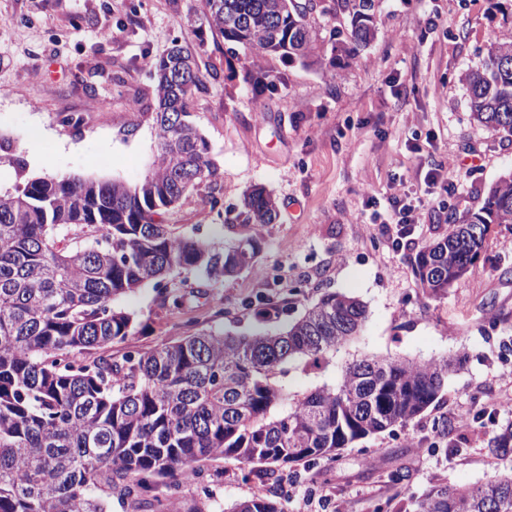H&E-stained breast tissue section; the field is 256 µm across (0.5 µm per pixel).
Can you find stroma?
<instances>
[{"mask_svg": "<svg viewBox=\"0 0 512 512\" xmlns=\"http://www.w3.org/2000/svg\"><path fill=\"white\" fill-rule=\"evenodd\" d=\"M512 32V0H377L376 35L339 65L307 67L281 56L262 66L274 91L254 93L242 51L214 38L201 0H0V189L16 182L14 159L30 174L119 179L137 184L156 153L152 64L172 44L197 58L202 90L191 119L218 170L163 223L185 234L259 241L253 269L209 283L178 308L146 284L117 299L137 328L114 355L148 350L195 331L250 333L259 301L278 304L280 322L297 318L326 292L367 307L363 330L337 363L367 354L462 360L439 399L406 428L362 439L336 460L299 465L294 477L328 494L322 512H375L442 482L456 488L512 471L487 441L511 415H492L512 394V227L493 226L475 272L436 298L413 273L419 248L447 234L452 213L480 206L512 172V140L478 125L459 80L480 66L488 42ZM43 138L44 155L27 149ZM460 165L454 183H425L429 169ZM420 207L421 222L400 244L378 224L394 182ZM265 187L279 218L228 224L245 192ZM473 419L458 427L455 414ZM211 512L257 495L230 462H209ZM404 471L395 484L390 476Z\"/></svg>", "mask_w": 512, "mask_h": 512, "instance_id": "stroma-1", "label": "stroma"}]
</instances>
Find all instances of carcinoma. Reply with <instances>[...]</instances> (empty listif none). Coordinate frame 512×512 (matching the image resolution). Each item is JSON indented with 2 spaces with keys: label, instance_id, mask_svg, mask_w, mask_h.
Here are the masks:
<instances>
[{
  "label": "carcinoma",
  "instance_id": "obj_1",
  "mask_svg": "<svg viewBox=\"0 0 512 512\" xmlns=\"http://www.w3.org/2000/svg\"><path fill=\"white\" fill-rule=\"evenodd\" d=\"M347 20L333 35L356 53L375 37L374 0H340ZM211 31L244 50L257 93L275 81L262 61L279 54L310 66L325 55L317 18L303 0H203ZM190 52L174 45L154 64L155 160L139 184L26 175L0 190V512H207L202 500L172 505L156 489L177 491L213 459L236 463L268 493L230 512H288V468L330 461L370 435L406 428L433 405L460 361L367 355L339 378L307 393L290 390V372L336 368V353L361 329L366 306L327 292L276 333L202 330L149 350L112 347L133 335L134 314L116 298L172 273L189 294L165 295L175 307L201 282L254 266L256 241L228 246L176 231L156 217L203 182L217 180L210 146L190 120L204 85L200 70L173 86L166 71ZM471 118L512 137V32L493 39L479 67L459 76ZM275 199L245 195L235 219L271 224ZM442 239L413 262L422 292L436 297L474 272L491 227L512 224V173L489 189L483 206L451 218ZM479 224L466 237L463 225ZM512 456V425L489 441ZM409 512H512V473L467 488L444 483L410 499Z\"/></svg>",
  "mask_w": 512,
  "mask_h": 512
}]
</instances>
